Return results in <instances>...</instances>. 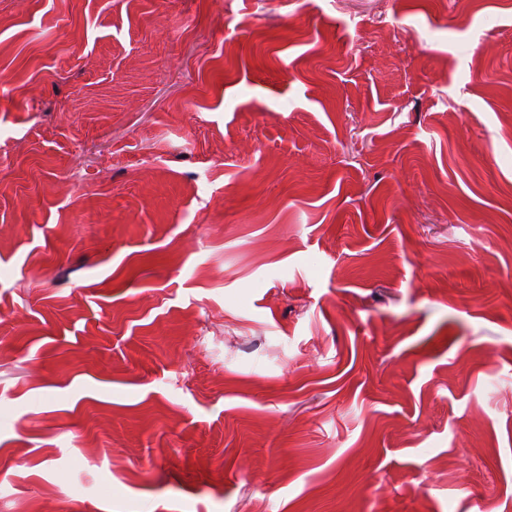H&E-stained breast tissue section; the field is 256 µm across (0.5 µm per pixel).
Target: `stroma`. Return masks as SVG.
I'll return each instance as SVG.
<instances>
[{
  "mask_svg": "<svg viewBox=\"0 0 512 512\" xmlns=\"http://www.w3.org/2000/svg\"><path fill=\"white\" fill-rule=\"evenodd\" d=\"M0 512H512V0H0Z\"/></svg>",
  "mask_w": 512,
  "mask_h": 512,
  "instance_id": "obj_1",
  "label": "stroma"
}]
</instances>
